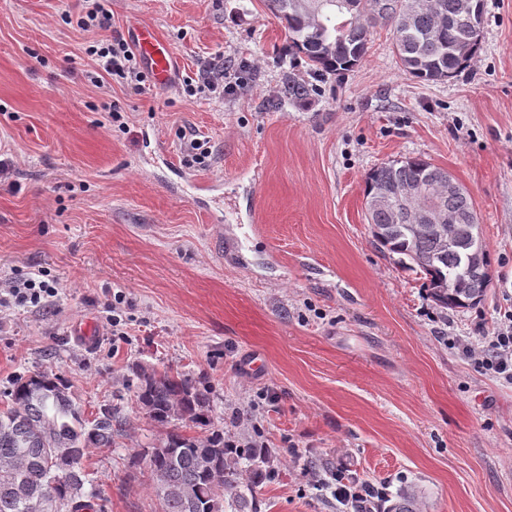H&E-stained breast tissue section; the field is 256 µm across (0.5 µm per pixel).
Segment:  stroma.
<instances>
[{"label":"stroma","instance_id":"35a3bbf8","mask_svg":"<svg viewBox=\"0 0 512 512\" xmlns=\"http://www.w3.org/2000/svg\"><path fill=\"white\" fill-rule=\"evenodd\" d=\"M81 9L0 0V277L40 270L58 290L0 310V402L40 369L85 413L121 407L129 435L87 460L105 512L160 509L142 454L165 431L124 387L139 365L205 379L215 427L274 451L260 512H343L342 467L414 488L422 512H512V381L465 352L512 305V0H485L482 48L447 82L402 71L379 26L357 67L294 103L285 81L309 67L283 61L264 0H112L93 32L71 25ZM136 24L175 53L171 83L96 87L87 46ZM209 65L236 84L224 98L188 92ZM409 156L473 199L492 258L478 307L438 308L372 238L365 176Z\"/></svg>","mask_w":512,"mask_h":512}]
</instances>
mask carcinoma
<instances>
[{"label":"carcinoma","mask_w":512,"mask_h":512,"mask_svg":"<svg viewBox=\"0 0 512 512\" xmlns=\"http://www.w3.org/2000/svg\"><path fill=\"white\" fill-rule=\"evenodd\" d=\"M284 24L288 54L303 58L312 78L288 77L284 93L305 101L316 81L343 75L369 51L370 29L391 26L400 66L428 83L458 75L481 49L485 0H265ZM421 190L441 207L443 224H417L415 211L370 209L366 219L376 244L399 255V263L426 279L429 297L441 309H469L486 299L491 284L488 247L474 249L482 233L468 190L448 170L420 156L389 160L365 177L364 199ZM126 388L155 425L167 429L160 443L144 452L161 512H260L246 491L272 480L270 451L253 442L224 447V431L214 428L209 386L151 365L136 367ZM205 429L198 436L180 426ZM128 433L125 416L105 407L90 417L73 403L70 385L48 371L12 383L0 408V512H96L101 495L90 483L85 462L90 450H110ZM416 496L403 492L388 512H417Z\"/></svg>","instance_id":"1"}]
</instances>
